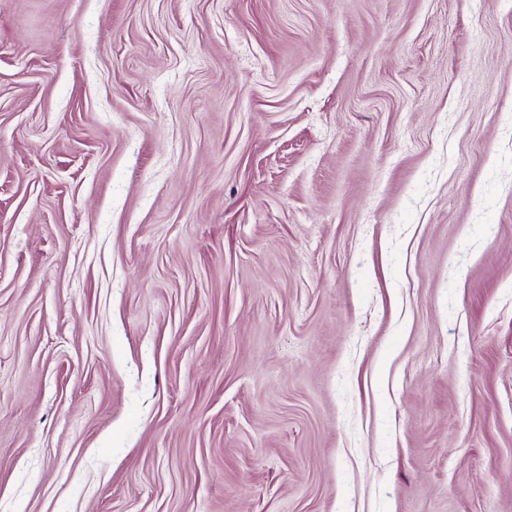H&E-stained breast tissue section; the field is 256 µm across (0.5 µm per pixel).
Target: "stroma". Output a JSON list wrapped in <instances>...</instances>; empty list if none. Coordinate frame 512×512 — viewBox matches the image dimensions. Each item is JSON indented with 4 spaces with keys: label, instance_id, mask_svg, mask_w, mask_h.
I'll list each match as a JSON object with an SVG mask.
<instances>
[{
    "label": "stroma",
    "instance_id": "35a3bbf8",
    "mask_svg": "<svg viewBox=\"0 0 512 512\" xmlns=\"http://www.w3.org/2000/svg\"><path fill=\"white\" fill-rule=\"evenodd\" d=\"M0 512H512V0H0Z\"/></svg>",
    "mask_w": 512,
    "mask_h": 512
}]
</instances>
